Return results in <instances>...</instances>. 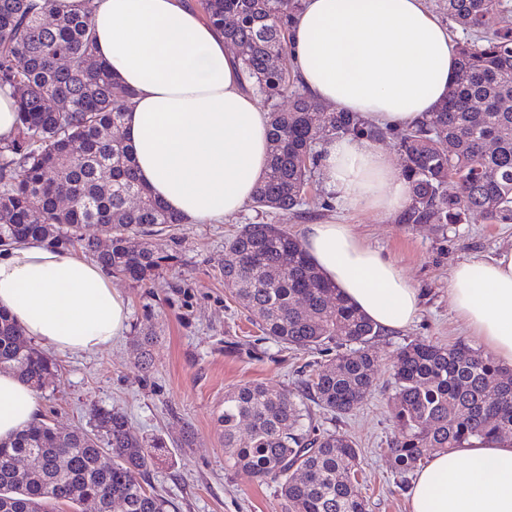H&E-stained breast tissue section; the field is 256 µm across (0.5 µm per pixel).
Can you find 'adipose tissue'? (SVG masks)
I'll return each mask as SVG.
<instances>
[{
	"label": "adipose tissue",
	"instance_id": "ef3b65f1",
	"mask_svg": "<svg viewBox=\"0 0 512 512\" xmlns=\"http://www.w3.org/2000/svg\"><path fill=\"white\" fill-rule=\"evenodd\" d=\"M97 51L133 91L123 132L137 172L188 224H219L248 204L269 156V118L235 55L190 0H94ZM288 56L312 98L388 129L421 121L457 78L456 43L426 0H302ZM320 173L343 204L388 217L411 199L402 169L363 136L327 139ZM304 250L374 325L407 327L420 295L394 260L345 224H311ZM456 314L512 366V251L451 272ZM0 310L60 353L97 351L121 336L128 309L106 270L42 241L0 247ZM40 415L37 392L0 373V439ZM410 512H512V441L434 452L410 489Z\"/></svg>",
	"mask_w": 512,
	"mask_h": 512
}]
</instances>
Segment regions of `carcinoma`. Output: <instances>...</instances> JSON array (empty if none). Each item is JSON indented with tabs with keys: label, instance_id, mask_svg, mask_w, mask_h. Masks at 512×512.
Masks as SVG:
<instances>
[{
	"label": "carcinoma",
	"instance_id": "1",
	"mask_svg": "<svg viewBox=\"0 0 512 512\" xmlns=\"http://www.w3.org/2000/svg\"><path fill=\"white\" fill-rule=\"evenodd\" d=\"M301 0H197L205 19L240 47L238 63L269 108L270 153L251 207L297 213L318 168L320 141L383 134L351 112L317 105L282 65ZM448 20L472 34L460 43L459 77L448 99L396 133L411 202L401 224L438 229L478 212L512 222V30L493 28L503 0H445ZM15 99L17 133L0 144V246L21 239H76L112 273L142 282L162 266L146 241L156 225L183 220L137 176L125 138L115 134L134 93L96 55L91 8L64 0H0V89ZM288 96L284 110L278 100ZM75 204L61 208L62 200ZM97 224L103 249L79 235ZM224 286L258 320L262 334L288 346L336 345L302 381V396L244 384L224 394L217 420L235 467L278 484L288 512H367L357 487L359 453L344 434L318 430L307 398L348 414L376 386L368 350L382 330L324 279L281 224H247L228 242ZM43 387L56 363L0 311V370ZM394 429L388 443L400 480L429 449L512 437V371L462 342L414 341L393 362ZM93 429L32 425L0 441V512H55L97 504L96 512H168L147 482L151 445L119 411L91 409ZM248 422L247 435L240 425Z\"/></svg>",
	"mask_w": 512,
	"mask_h": 512
}]
</instances>
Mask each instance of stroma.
<instances>
[{
    "instance_id": "1",
    "label": "stroma",
    "mask_w": 512,
    "mask_h": 512,
    "mask_svg": "<svg viewBox=\"0 0 512 512\" xmlns=\"http://www.w3.org/2000/svg\"><path fill=\"white\" fill-rule=\"evenodd\" d=\"M280 224L302 237L310 224H347L366 245L390 256L422 295V310L406 329L376 337L378 385L356 409L331 415L311 407L319 429L355 443L360 490L368 512H409L408 484L392 471L391 362L413 340L481 345L470 336L448 295L452 269L469 258L512 250V223L491 224L477 213L436 230L342 205L314 176L301 213L261 214L246 208L221 224H182L155 234L163 266L146 281L113 277L129 305L128 328L101 350L56 354L58 370L40 391L41 420L59 430L92 429V406L123 412L147 440L157 441L149 482L175 512H287L277 487L232 468L216 415L224 394L259 382L296 389L324 353L264 338L255 317L224 286V247L244 225Z\"/></svg>"
}]
</instances>
